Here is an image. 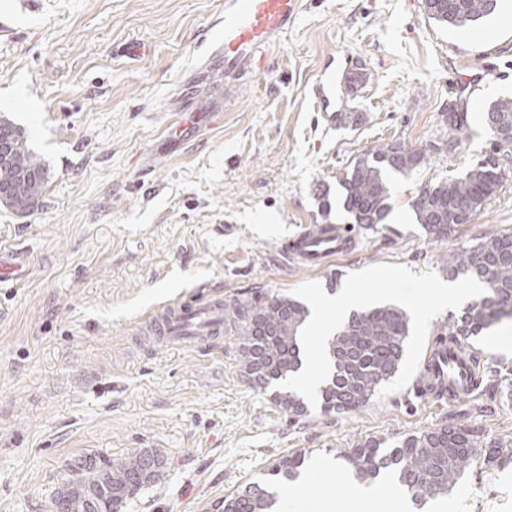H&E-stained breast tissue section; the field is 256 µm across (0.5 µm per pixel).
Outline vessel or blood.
Instances as JSON below:
<instances>
[{
  "label": "vessel or blood",
  "instance_id": "b4317fda",
  "mask_svg": "<svg viewBox=\"0 0 512 512\" xmlns=\"http://www.w3.org/2000/svg\"><path fill=\"white\" fill-rule=\"evenodd\" d=\"M302 8V0H224V72L233 77L251 73L262 50L287 34ZM336 58L328 56L315 87V103L327 121H335L343 109L336 98ZM346 237L335 224L325 225L319 234L301 233L283 248L296 262L314 268L344 252ZM146 330L171 347L200 345L224 332V301L215 297L205 303L176 302L149 317ZM423 372L447 381L457 396L472 394L469 355L459 350L447 358L425 359Z\"/></svg>",
  "mask_w": 512,
  "mask_h": 512
}]
</instances>
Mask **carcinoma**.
<instances>
[{
  "instance_id": "cac0c4a2",
  "label": "carcinoma",
  "mask_w": 512,
  "mask_h": 512,
  "mask_svg": "<svg viewBox=\"0 0 512 512\" xmlns=\"http://www.w3.org/2000/svg\"><path fill=\"white\" fill-rule=\"evenodd\" d=\"M425 15L442 27L461 29L492 16L498 0H423ZM485 128L495 152L479 160L463 176L427 184L413 201L415 220L433 239L472 221L503 179L498 152L512 151V100L501 99L483 112ZM465 112L448 113V151L469 137ZM0 138L11 143L7 161L0 162V205L25 213L39 206L46 173L29 149L25 131L0 116ZM427 148H406L397 142L376 147L350 163L338 180L336 200L329 189L318 193L325 214L341 208L352 223L370 230L385 223L390 212L391 179L406 176L428 163ZM448 280L472 276L485 293L448 316L438 335L468 340L485 333L504 319H512V233L498 234L449 251L440 258ZM308 306L290 296L268 300H224V332L240 336L239 364L244 376L267 389L296 373L301 365L299 333L308 321ZM410 336V317L402 308L379 304L350 314L328 341L332 364L329 378L318 390L323 416L364 407L399 371ZM273 403L293 418L309 413L304 399L294 391L273 392ZM505 449L479 454L478 435L464 426L440 425L412 433L400 440L368 439L341 452L340 458L353 479L366 485L392 478L421 508L448 497L478 463L495 465ZM302 454L275 459L272 475L286 481L300 477ZM164 466L153 451L133 452L118 461L85 457L71 465L72 479L64 478L54 499L55 512H124L146 485L154 482ZM278 494L269 485L249 484L227 496L222 512H277Z\"/></svg>"
}]
</instances>
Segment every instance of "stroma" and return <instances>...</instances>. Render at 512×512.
Segmentation results:
<instances>
[{"label":"stroma","instance_id":"1","mask_svg":"<svg viewBox=\"0 0 512 512\" xmlns=\"http://www.w3.org/2000/svg\"><path fill=\"white\" fill-rule=\"evenodd\" d=\"M512 0L464 29L428 19L422 0H303L294 28L235 79L210 52L224 0H53L39 16L0 0V115L29 135L44 165L37 208L0 206V512H54L67 465L152 450L159 478L125 512H214L252 482L273 484L272 461L305 454V500L348 490L344 466L317 460L373 438L397 440L464 425L480 448H512V320L473 340L477 390L434 400L417 381L357 411L291 418L241 373L237 339L175 349L143 336L154 311L190 294L287 295L308 281L342 288L375 264L441 272L440 257L512 232V156L473 220L433 240L412 201L425 184L459 177L492 150L485 105L512 100ZM365 72L345 95L356 128L327 125L313 86L328 54ZM474 88L453 91L464 75ZM470 137L452 153L392 180L385 224L365 230L332 209L350 162L395 141L443 142L450 110ZM346 226L357 244L316 268L281 244L313 225ZM445 512H512V463L480 466Z\"/></svg>","mask_w":512,"mask_h":512}]
</instances>
